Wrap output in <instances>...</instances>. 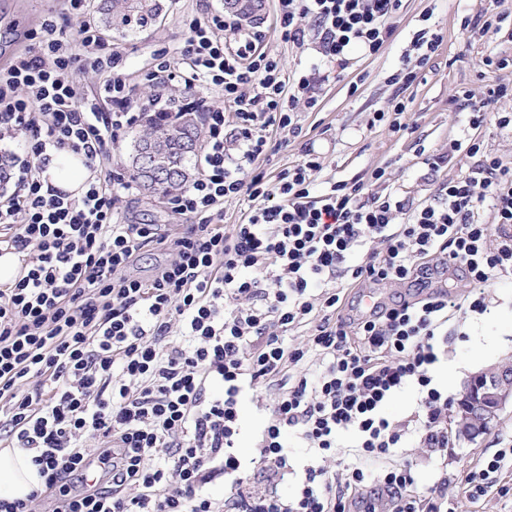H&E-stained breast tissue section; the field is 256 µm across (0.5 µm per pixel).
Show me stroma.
Instances as JSON below:
<instances>
[{
  "label": "stroma",
  "mask_w": 512,
  "mask_h": 512,
  "mask_svg": "<svg viewBox=\"0 0 512 512\" xmlns=\"http://www.w3.org/2000/svg\"><path fill=\"white\" fill-rule=\"evenodd\" d=\"M59 0H0V64L8 62L47 12L60 9ZM224 0H166L162 15L150 27L127 36L102 29L105 50L118 54L121 71L131 88L133 107H141V92L160 86L156 76L157 53L176 54L186 42L188 24L203 17L206 10H223ZM275 0H266L260 23L262 45L276 57L285 72H306L321 64L322 58L311 47H297L280 40L273 31ZM502 16L501 31L482 40L467 37L460 29L462 17L483 13ZM429 28L443 37L439 49L416 80L401 89L390 81L401 66L403 54L411 46L414 32ZM349 68L336 79L318 87L315 108H300V136L275 130L272 143L277 150L271 168H283L298 162L305 144H312L324 159L314 177L316 190L322 191L338 180L368 181L371 172L386 167L387 190L420 202L434 194L438 186L458 172L456 163L429 170L422 153L447 151L457 138L464 114L457 97L472 91L476 100L486 99L495 80L512 81V71L487 72L484 61L492 57L512 59V0H403L397 17V37L378 54L353 51ZM408 106L406 131L392 132L387 124L371 125L377 111L387 110L394 99ZM119 207L127 221L158 225L161 234L181 230L183 221L175 217L164 198L135 192ZM430 293H448L464 299L469 281L462 268L446 267L442 276L425 285L396 282L375 286L377 300L394 304L417 295L419 289ZM491 302L485 314L466 310L452 311L448 322V354L434 371L437 383L448 386L450 399H457L464 382L473 374L512 357V275L497 279L490 289ZM512 441V407L506 408L493 429L474 441L448 436V484L444 491L455 505V512H504L506 501L497 493L480 500L467 498L463 487L470 470L481 460L492 458L507 441Z\"/></svg>",
  "instance_id": "obj_1"
}]
</instances>
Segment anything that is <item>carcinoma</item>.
Here are the masks:
<instances>
[{
  "mask_svg": "<svg viewBox=\"0 0 512 512\" xmlns=\"http://www.w3.org/2000/svg\"><path fill=\"white\" fill-rule=\"evenodd\" d=\"M163 0H100V22L119 33L126 34L145 27L163 11ZM264 0H232L230 11L255 24L261 19ZM201 113L184 109L180 116L149 124L148 131L138 137L130 157V176L149 194L169 198L184 189L193 176L192 159L196 148L186 147L188 142H201ZM163 143L180 161L181 172L173 180L146 184L145 175L137 163L141 144L149 141Z\"/></svg>",
  "mask_w": 512,
  "mask_h": 512,
  "instance_id": "carcinoma-1",
  "label": "carcinoma"
}]
</instances>
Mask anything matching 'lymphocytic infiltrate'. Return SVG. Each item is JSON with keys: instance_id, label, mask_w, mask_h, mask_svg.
Masks as SVG:
<instances>
[{"instance_id": "1", "label": "lymphocytic infiltrate", "mask_w": 512, "mask_h": 512, "mask_svg": "<svg viewBox=\"0 0 512 512\" xmlns=\"http://www.w3.org/2000/svg\"><path fill=\"white\" fill-rule=\"evenodd\" d=\"M402 0H278L274 29L284 42L313 37L327 65L347 68L352 49L377 54L396 34ZM262 33L227 12L206 11L189 26L180 66L158 63L163 80L185 93L219 91L202 101L205 145L191 184L170 200L189 225L175 237L129 224L117 204L135 191L115 170L89 178L82 195L49 184L55 154L94 164L111 154L120 130L161 113L134 112L113 55L95 25L69 33L45 15L35 43L0 67V138L21 141L14 189L0 199V253L17 255L19 275L0 284V445L30 456L43 479L26 498L0 499V512H452L423 499L412 468L387 460L419 435L436 458L448 446V393L433 369L448 343L445 294L343 317L347 291L366 282L429 275V260L463 266L470 312L488 307L491 285L512 274V167L488 153L475 132L512 126L463 93L468 111L432 168L463 167L413 204L340 180L315 193L322 160L304 147L295 165L270 174L267 134L300 135L297 105L317 104L314 76L286 73L262 52ZM419 30L414 55L393 84L408 86L441 45ZM104 74L87 97L75 71ZM236 119V147L224 142V112ZM249 203L245 222L225 231L224 202ZM491 211L492 223L481 219ZM164 246L166 261L143 279L126 270L140 252ZM307 328L305 344L288 341ZM411 392L401 420L384 407ZM265 423L255 455L238 454L245 399ZM306 448L292 465L287 439ZM349 448L342 473L326 461ZM512 448L466 479L470 497L498 487ZM296 492L251 493L256 472ZM224 479V495L210 490Z\"/></svg>"}]
</instances>
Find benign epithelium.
Masks as SVG:
<instances>
[{
	"label": "benign epithelium",
	"instance_id": "1",
	"mask_svg": "<svg viewBox=\"0 0 512 512\" xmlns=\"http://www.w3.org/2000/svg\"><path fill=\"white\" fill-rule=\"evenodd\" d=\"M144 173L153 178L173 168L171 159L153 144L139 155ZM512 405V362H499L471 376L463 385L456 409L458 437L473 441L487 433L507 405Z\"/></svg>",
	"mask_w": 512,
	"mask_h": 512
}]
</instances>
